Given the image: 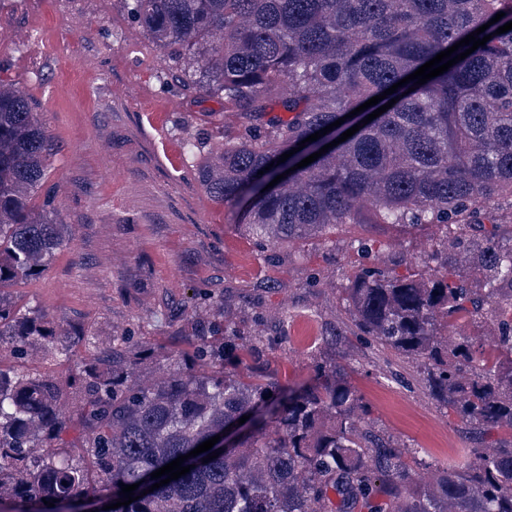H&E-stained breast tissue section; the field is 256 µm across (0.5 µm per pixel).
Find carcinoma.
I'll use <instances>...</instances> for the list:
<instances>
[{"instance_id": "1", "label": "carcinoma", "mask_w": 512, "mask_h": 512, "mask_svg": "<svg viewBox=\"0 0 512 512\" xmlns=\"http://www.w3.org/2000/svg\"><path fill=\"white\" fill-rule=\"evenodd\" d=\"M183 87L224 100L240 131L197 168L217 203L250 197L241 223L259 244L289 243L336 224H446L463 233L432 252L435 266H362L344 301L358 336L421 360L431 396L489 440L458 466L423 480L409 449L380 432L339 361L311 383L285 387L256 342L230 343L224 310L186 355L140 369L120 336L64 384L0 369V506L69 512L72 499L137 500L112 512H512V241L496 200L512 196V0H123ZM492 35L448 71L411 81L363 111L386 112L311 164L322 136L280 156L488 23ZM50 141L20 91L0 80V289L48 266L67 227L33 200ZM271 166L266 171L264 167ZM264 174H258V171ZM490 316L492 354L462 319ZM52 358L67 356L38 317L0 294L3 328ZM80 402L74 417L62 413ZM272 421L206 464L142 495L143 478L242 416ZM54 502L49 507L44 501Z\"/></svg>"}]
</instances>
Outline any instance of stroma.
<instances>
[{
	"label": "stroma",
	"instance_id": "stroma-1",
	"mask_svg": "<svg viewBox=\"0 0 512 512\" xmlns=\"http://www.w3.org/2000/svg\"><path fill=\"white\" fill-rule=\"evenodd\" d=\"M165 59L121 0H0V80L39 112L53 143L42 197L72 235L45 271L1 290L70 333L71 359L16 354L0 338V367L67 378L116 336L148 347L153 362L206 335L211 305H225L237 335L260 336L283 384L309 379L317 362L347 364L376 426L410 448L419 475L460 463L478 435L432 399L419 361L356 337L341 299L361 262L426 258L440 224H339L289 245H258L243 206L211 202L184 154L192 138L213 147L237 125L221 99L160 77Z\"/></svg>",
	"mask_w": 512,
	"mask_h": 512
}]
</instances>
